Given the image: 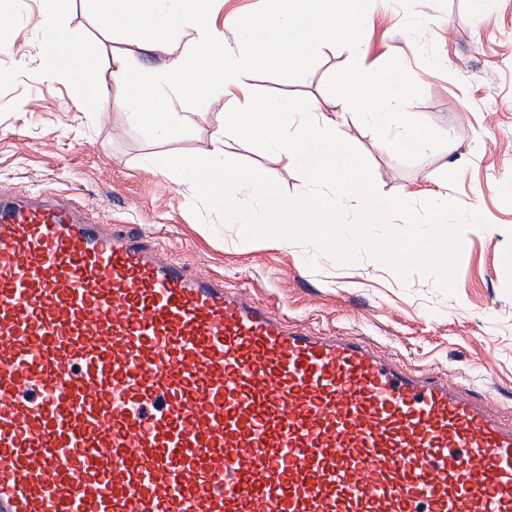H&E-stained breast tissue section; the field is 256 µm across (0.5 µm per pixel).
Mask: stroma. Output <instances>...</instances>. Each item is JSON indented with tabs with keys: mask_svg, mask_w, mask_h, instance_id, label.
<instances>
[{
	"mask_svg": "<svg viewBox=\"0 0 512 512\" xmlns=\"http://www.w3.org/2000/svg\"><path fill=\"white\" fill-rule=\"evenodd\" d=\"M41 0H0L11 17L0 41V189L55 190L101 224H133L225 287L288 309L299 327L318 326L376 346L386 356L488 398L512 416V0H375L357 52L326 49L311 72L290 80L254 75L256 90L345 111L325 92L351 60L373 71L390 58L422 77L411 109L452 137L450 147L402 161L359 119L350 142L368 161L377 191L418 204L453 200L479 211L488 229L465 232L454 293L434 278L402 281L364 254L351 264L303 245L244 241L238 225L209 227L191 211L196 195L159 159L197 155L220 129L225 100L215 95L192 116L190 134L146 138L116 105L112 72L124 61L159 68L168 45L103 31L88 0H61L59 20L93 59L48 77L37 28ZM231 160L264 168L288 194L303 191L288 155L233 139Z\"/></svg>",
	"mask_w": 512,
	"mask_h": 512,
	"instance_id": "35a3bbf8",
	"label": "stroma"
}]
</instances>
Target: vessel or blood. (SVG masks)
Masks as SVG:
<instances>
[{
	"label": "vessel or blood",
	"instance_id": "vessel-or-blood-1",
	"mask_svg": "<svg viewBox=\"0 0 512 512\" xmlns=\"http://www.w3.org/2000/svg\"><path fill=\"white\" fill-rule=\"evenodd\" d=\"M0 512H512V421L1 189Z\"/></svg>",
	"mask_w": 512,
	"mask_h": 512
}]
</instances>
